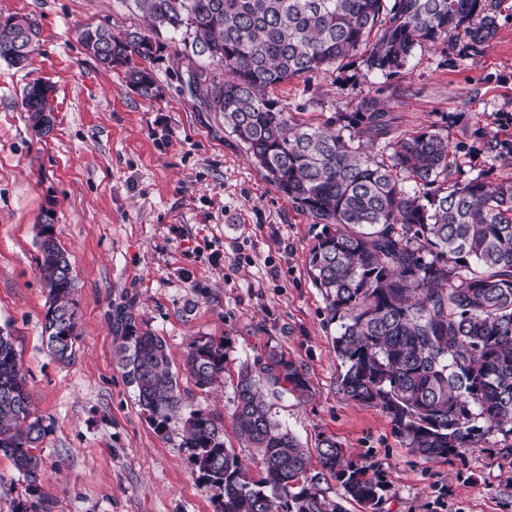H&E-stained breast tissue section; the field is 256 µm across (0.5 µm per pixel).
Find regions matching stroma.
I'll use <instances>...</instances> for the list:
<instances>
[{"instance_id":"1","label":"stroma","mask_w":512,"mask_h":512,"mask_svg":"<svg viewBox=\"0 0 512 512\" xmlns=\"http://www.w3.org/2000/svg\"><path fill=\"white\" fill-rule=\"evenodd\" d=\"M497 31L480 49L465 34L416 48L405 70L368 72L360 55L271 93L298 122L337 123L381 99L396 132L448 137L449 183L512 177V0H494ZM0 14L40 28L25 66L0 60V330L20 356L47 427L44 474L29 489L0 455V512H219L220 499L181 448L190 412L224 417V438L252 475L259 454L230 419L237 371L269 348L303 371L309 394L273 411L307 448L321 435L382 476L385 512H512V436L491 432L445 459L408 448L381 410L349 400L333 349L336 326L306 262L320 228L251 160L220 113L182 82L189 61L161 36L160 94L146 99L101 67L84 25L143 27L131 0H0ZM52 88L53 128L38 139L22 108L34 81ZM52 212L79 317L71 362L42 336L47 302L38 225ZM163 337L183 403L156 432L113 359L118 314ZM224 341V381L197 388L183 372L190 340Z\"/></svg>"}]
</instances>
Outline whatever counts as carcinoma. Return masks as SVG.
I'll use <instances>...</instances> for the list:
<instances>
[{"instance_id":"cac0c4a2","label":"carcinoma","mask_w":512,"mask_h":512,"mask_svg":"<svg viewBox=\"0 0 512 512\" xmlns=\"http://www.w3.org/2000/svg\"><path fill=\"white\" fill-rule=\"evenodd\" d=\"M146 27L118 34L84 26L79 37L105 68L125 69L144 98L160 87L134 58L153 59L156 37L182 38L203 57L189 88L243 142L253 162L291 202L322 225L308 272L338 323L333 338L353 402L385 412L408 447L427 459L467 448L497 430L512 434V179L477 176L446 186L448 138L432 129L391 135L374 97L342 117L357 137L331 125L297 123L268 97L278 84L325 70L352 53L374 74L404 70L426 42H450L465 28L473 46L495 36L486 0H133ZM40 36L27 16L0 22V59L25 64ZM49 95L35 81L22 107L30 129L49 132ZM386 140L387 159L368 145ZM411 180L415 187L405 186ZM39 229L40 266L49 302L43 332L60 360L73 353L78 318L66 251ZM156 432L182 409L178 376L165 340L130 320L114 350ZM184 370L200 389L224 378V341L187 345ZM307 379L271 349L238 372L233 425L259 450L265 476L254 479L224 445V419L192 412L180 447L202 479L218 490L220 512H343L326 498L311 455L275 419L267 397L302 396ZM47 426L35 415L12 341L0 331V453L31 489L43 472L39 448ZM317 457L344 496L383 512L385 482L330 437Z\"/></svg>"}]
</instances>
